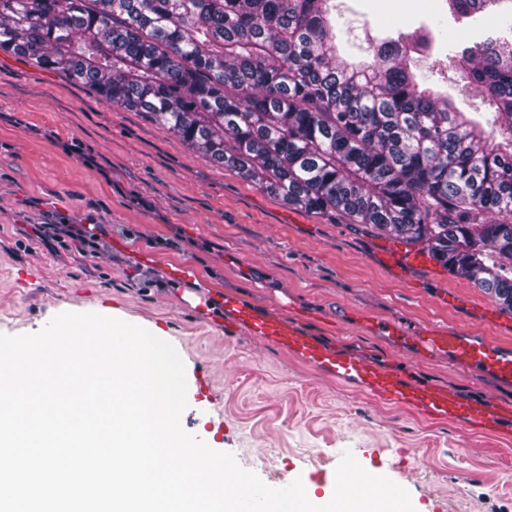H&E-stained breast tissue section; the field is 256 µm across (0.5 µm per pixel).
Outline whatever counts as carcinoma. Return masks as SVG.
Returning a JSON list of instances; mask_svg holds the SVG:
<instances>
[{
    "label": "carcinoma",
    "mask_w": 512,
    "mask_h": 512,
    "mask_svg": "<svg viewBox=\"0 0 512 512\" xmlns=\"http://www.w3.org/2000/svg\"><path fill=\"white\" fill-rule=\"evenodd\" d=\"M338 58L334 0H0V50L147 113L292 206L420 245L512 310V0ZM490 35L448 39V19ZM444 59L428 69L420 61ZM481 93L465 112L434 77Z\"/></svg>",
    "instance_id": "carcinoma-1"
}]
</instances>
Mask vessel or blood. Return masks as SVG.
Instances as JSON below:
<instances>
[{
	"instance_id": "1",
	"label": "vessel or blood",
	"mask_w": 512,
	"mask_h": 512,
	"mask_svg": "<svg viewBox=\"0 0 512 512\" xmlns=\"http://www.w3.org/2000/svg\"><path fill=\"white\" fill-rule=\"evenodd\" d=\"M227 327L246 326L260 339L272 342L302 362L343 382L365 390L384 404L402 405L432 420L460 422L470 430L495 436L512 426V403L466 398L449 390L410 380L403 372L332 349L297 323L257 312L236 296L224 298ZM425 341L467 364L493 370L512 381V350L477 336H465L447 327L430 332Z\"/></svg>"
}]
</instances>
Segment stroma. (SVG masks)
Returning a JSON list of instances; mask_svg holds the SVG:
<instances>
[{
  "label": "stroma",
  "mask_w": 512,
  "mask_h": 512,
  "mask_svg": "<svg viewBox=\"0 0 512 512\" xmlns=\"http://www.w3.org/2000/svg\"><path fill=\"white\" fill-rule=\"evenodd\" d=\"M435 0H336L342 55L413 30ZM55 224L94 225L82 256ZM391 234L288 205L214 165L143 112L0 51V333L95 312L174 346L191 392L182 427L270 487L328 485L344 451L374 461L416 512H512V436L380 403L245 328L224 297L303 323L326 344L458 394L512 403V383L421 345L445 325L512 349V312L439 264L412 271ZM185 266L189 275L174 281ZM398 327L387 336L374 323Z\"/></svg>",
  "instance_id": "35a3bbf8"
}]
</instances>
